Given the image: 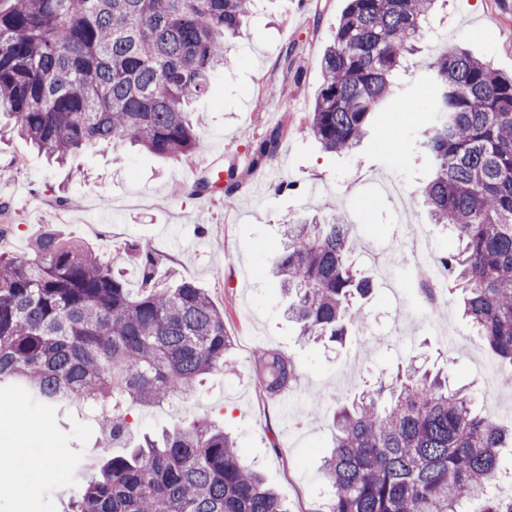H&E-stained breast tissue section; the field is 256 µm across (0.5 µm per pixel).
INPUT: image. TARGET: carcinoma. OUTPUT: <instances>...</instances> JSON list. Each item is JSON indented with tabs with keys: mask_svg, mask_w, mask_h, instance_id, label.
I'll return each instance as SVG.
<instances>
[{
	"mask_svg": "<svg viewBox=\"0 0 512 512\" xmlns=\"http://www.w3.org/2000/svg\"><path fill=\"white\" fill-rule=\"evenodd\" d=\"M435 0H348L320 60L322 86L303 130L330 153L352 151L391 112L395 75ZM248 0H0V114L7 132L58 163L87 147L130 142L165 158L205 148L192 104L225 70ZM435 93L416 138L428 158L421 189L431 220L449 231L450 294L499 361L512 388V76L449 44L427 64ZM281 130L252 150L272 164ZM270 274L303 340L362 331L356 298L370 278L351 260L344 215L281 227ZM138 286L100 250L49 225L28 252L0 248V395L21 393L45 414L74 400L100 407L123 438L134 408L194 391L224 368L231 341L205 289L159 278L162 255L134 249ZM257 386L301 385L299 366L258 355ZM322 470L328 512H512L487 492L502 477L512 425L473 408L468 387L412 366L379 379L333 416ZM72 512H287L242 462L224 428L187 419L161 439L87 473Z\"/></svg>",
	"mask_w": 512,
	"mask_h": 512,
	"instance_id": "cac0c4a2",
	"label": "carcinoma"
}]
</instances>
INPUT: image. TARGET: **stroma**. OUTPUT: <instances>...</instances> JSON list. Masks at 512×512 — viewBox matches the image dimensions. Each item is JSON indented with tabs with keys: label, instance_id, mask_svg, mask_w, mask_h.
I'll use <instances>...</instances> for the list:
<instances>
[{
	"label": "stroma",
	"instance_id": "1",
	"mask_svg": "<svg viewBox=\"0 0 512 512\" xmlns=\"http://www.w3.org/2000/svg\"><path fill=\"white\" fill-rule=\"evenodd\" d=\"M346 5L255 0L233 51V68L194 103L211 159L200 174L231 162L248 174L233 202H226L220 188L199 199L182 193L180 158L126 144L98 146L62 169L22 138L0 140V224L14 227L6 240L9 251L26 252L30 239L54 224L105 248L106 260L133 284L137 275L127 248L150 246L168 258L161 273L194 281L223 309L232 341L227 366L206 375L179 412L134 409L131 430L119 441L105 438L97 410L89 407L70 405L46 420L23 399L0 402L1 455L21 457L39 448L75 462L73 470L51 477L34 461L30 479L41 489L37 500L22 491L11 471L1 470L0 512H67L87 468L160 435L177 414L224 426L288 512H326L322 459L332 443L334 411L363 378L396 372L412 357L440 369L452 383L470 386L477 409L492 405L502 421L512 420V389L493 382L494 356L472 335L456 299L428 307L408 285L412 226L423 228L422 245L437 254L450 249L448 237L418 202L411 224L400 223L395 201L380 190V180L395 178L415 193L427 178L414 145L426 120L421 107L431 96L423 68L403 77L397 117L375 127L351 153H326L300 132L322 83L319 60ZM426 42L460 44L512 74V0H438ZM278 125L284 137L274 173L264 180L249 171L250 147ZM304 211L344 215L355 226L364 272L380 262L387 267L363 303L362 339L306 343L286 315L267 258L281 247L280 225ZM261 349L282 351L297 362L300 391L282 397L256 390Z\"/></svg>",
	"mask_w": 512,
	"mask_h": 512
}]
</instances>
